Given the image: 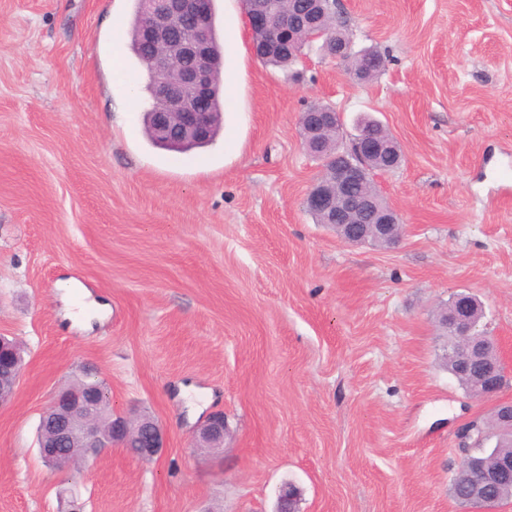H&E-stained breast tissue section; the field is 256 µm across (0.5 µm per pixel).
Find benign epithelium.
I'll return each mask as SVG.
<instances>
[{
	"instance_id": "benign-epithelium-1",
	"label": "benign epithelium",
	"mask_w": 512,
	"mask_h": 512,
	"mask_svg": "<svg viewBox=\"0 0 512 512\" xmlns=\"http://www.w3.org/2000/svg\"><path fill=\"white\" fill-rule=\"evenodd\" d=\"M243 6L253 45L256 37L262 35L264 42L286 44L299 56L294 33L300 30L309 41L321 42L322 50L330 58L341 61L351 53L350 38L329 40L326 18L331 11L330 0H310L303 10L295 0H285L282 26L274 37L269 36V9L256 0H243ZM141 13L144 22L138 40L149 49L147 64L153 76L154 94L160 102L158 111L151 113L155 134L175 146L207 138L216 119L215 88L222 77V69L205 37L211 20L209 0H141ZM299 125L308 153L324 161L321 180L309 190L303 207L324 217L326 224L348 245H398L404 233L399 211L376 188L361 195L350 193L353 187L373 179L370 164L378 163L377 170L382 173L402 165L403 151L389 129L379 123L376 131H361L347 145L340 138L336 141V152L325 156L321 145L342 127L340 114L304 111L300 113ZM479 308L474 297L459 293L453 309L440 313L439 324L450 337L457 375L474 382L471 395L491 398L505 385L507 373L497 344L478 329ZM13 369V382L0 384L1 409L13 402L24 373V367L16 360ZM494 414L495 427L482 431L477 441H492L498 448L512 440V401L498 402ZM40 426L50 433L49 439L39 440L43 458L56 457L60 446L78 438L99 443L105 431L112 441L123 442L127 448L136 443L138 448L129 456L139 461L161 457L167 445L165 430L155 417L138 415L129 419L115 415L105 410L95 392L73 382L52 395L41 414ZM224 430V414L211 412L195 426L192 438L210 448H219ZM511 479V451H498L488 458L466 448L452 484L464 488L461 502L473 505L488 501L489 491ZM297 505V490L286 485L279 493L275 512H297Z\"/></svg>"
}]
</instances>
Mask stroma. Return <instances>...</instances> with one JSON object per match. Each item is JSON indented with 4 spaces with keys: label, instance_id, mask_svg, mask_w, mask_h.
<instances>
[{
    "label": "stroma",
    "instance_id": "1",
    "mask_svg": "<svg viewBox=\"0 0 512 512\" xmlns=\"http://www.w3.org/2000/svg\"><path fill=\"white\" fill-rule=\"evenodd\" d=\"M214 4L230 119L178 153L144 131L135 0H0V335L26 363L0 410V512H274L287 483L299 512H466L459 435L494 402L449 373L436 315L477 295L512 367V0H337L355 48L387 60L362 84L315 45L264 66L232 25L241 0ZM314 102L402 143L378 179L398 247L344 244L305 212ZM69 279L105 307L92 329L63 315ZM88 367L114 413L161 421L160 458L43 465L40 414ZM217 410L223 448L194 447Z\"/></svg>",
    "mask_w": 512,
    "mask_h": 512
}]
</instances>
